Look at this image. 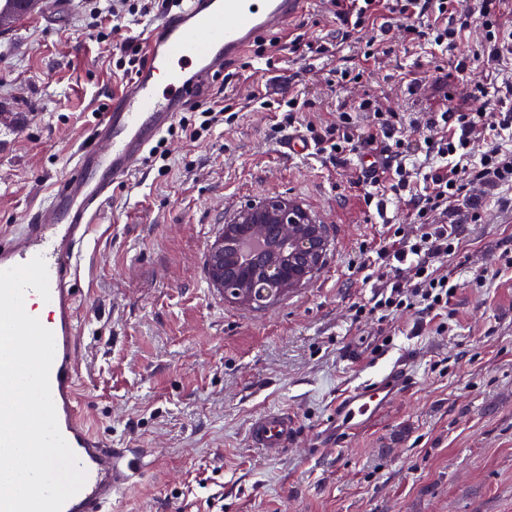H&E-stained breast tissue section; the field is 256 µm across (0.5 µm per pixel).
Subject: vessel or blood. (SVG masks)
I'll return each instance as SVG.
<instances>
[{
	"label": "vessel or blood",
	"mask_w": 512,
	"mask_h": 512,
	"mask_svg": "<svg viewBox=\"0 0 512 512\" xmlns=\"http://www.w3.org/2000/svg\"><path fill=\"white\" fill-rule=\"evenodd\" d=\"M306 0H174L147 36L144 62L128 86L95 116L88 141L56 190L26 223L0 234V270L42 257L49 298L27 291L26 312L43 308L44 327L54 335L50 389L62 436L86 474L82 489L62 512H112L113 494L145 473L136 448H115L85 422L79 362L80 274L91 224L109 204L116 184L139 170L151 141L175 120L186 103L207 91L213 78L259 38L283 31ZM313 150L302 132L279 144L286 156ZM406 388V371L351 388L337 399L333 427L351 435L387 410ZM296 432L286 412L268 409L248 429L254 446L277 456Z\"/></svg>",
	"instance_id": "vessel-or-blood-1"
}]
</instances>
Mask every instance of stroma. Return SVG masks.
I'll list each match as a JSON object with an SVG mask.
<instances>
[{"instance_id": "stroma-1", "label": "stroma", "mask_w": 512, "mask_h": 512, "mask_svg": "<svg viewBox=\"0 0 512 512\" xmlns=\"http://www.w3.org/2000/svg\"><path fill=\"white\" fill-rule=\"evenodd\" d=\"M67 0L53 20L0 32V229L23 224L66 176L97 108L129 82L116 61L120 34L100 40ZM339 23L328 0H309L278 35L228 69L229 123L200 140L166 131L168 165L146 163L93 224L83 252L80 353L93 426L116 448H140L146 477L112 497V512H512V207L488 202L461 227L443 264L455 293L437 330L411 309L392 321L355 318L374 282L361 264L391 225L408 222L384 193L366 206L353 181L359 159L286 157L282 113L251 95H301V122L330 124L366 93L411 115L449 106L482 83L481 70L441 82L439 56L395 27L384 55L362 61L364 40L332 57H296L294 34L319 45ZM361 66L339 88L337 67ZM287 199L325 225L319 270L264 310L226 297L209 277L211 245L240 211ZM361 357L351 363L349 347ZM404 365L411 384L374 423L336 443L322 439L337 396ZM269 408L297 425L276 457L247 429Z\"/></svg>"}]
</instances>
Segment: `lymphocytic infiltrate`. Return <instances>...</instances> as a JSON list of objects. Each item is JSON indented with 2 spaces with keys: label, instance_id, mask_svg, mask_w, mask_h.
<instances>
[{
  "label": "lymphocytic infiltrate",
  "instance_id": "f902f5d3",
  "mask_svg": "<svg viewBox=\"0 0 512 512\" xmlns=\"http://www.w3.org/2000/svg\"><path fill=\"white\" fill-rule=\"evenodd\" d=\"M338 16L346 33L361 31L369 22L379 21L378 45L390 39L392 21L402 22L411 41L424 43L449 55L450 68L463 75L477 64L498 65L512 57V33L501 32L500 18L505 0H475L472 7L457 8V0H336ZM478 30L481 38L474 49L461 51L462 30ZM485 89L474 86L451 108L429 115L424 127L425 155L438 159V166L422 171L406 137L408 122L400 113L382 109L375 96L367 94L357 113H340L336 123L323 127L308 124L309 137L320 152L332 157L363 156L381 152L393 159L391 182L381 177L358 181L365 202H373L380 185H388L418 224L417 233L396 227L376 251L373 271L379 283L371 302L355 314L371 315L378 321L414 308L437 315L447 309L454 289L449 274L439 272L436 263L456 249L461 221L478 222L487 198L512 191V150L498 142V129L512 126V80L496 88L494 116L483 113ZM372 119L361 129L357 114ZM423 174L422 192L410 189L412 178Z\"/></svg>",
  "mask_w": 512,
  "mask_h": 512
}]
</instances>
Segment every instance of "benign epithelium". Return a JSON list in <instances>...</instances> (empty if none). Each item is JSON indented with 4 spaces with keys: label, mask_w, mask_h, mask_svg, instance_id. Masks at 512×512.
Instances as JSON below:
<instances>
[{
    "label": "benign epithelium",
    "mask_w": 512,
    "mask_h": 512,
    "mask_svg": "<svg viewBox=\"0 0 512 512\" xmlns=\"http://www.w3.org/2000/svg\"><path fill=\"white\" fill-rule=\"evenodd\" d=\"M237 223L248 227L246 238L257 242L248 257L241 254V240L219 238L210 251V275L224 294L265 308L287 288L306 283L322 262L326 238L324 225L281 197L242 210ZM289 245L288 256L270 249L273 240Z\"/></svg>",
    "instance_id": "obj_1"
}]
</instances>
